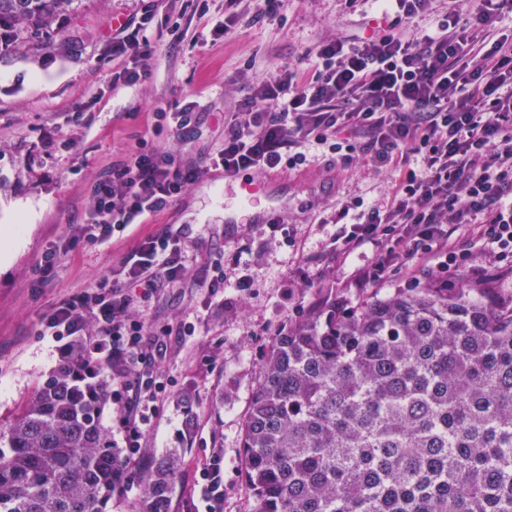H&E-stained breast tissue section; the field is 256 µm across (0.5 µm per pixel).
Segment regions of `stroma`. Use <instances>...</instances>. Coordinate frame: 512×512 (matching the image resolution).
Masks as SVG:
<instances>
[{
  "label": "stroma",
  "mask_w": 512,
  "mask_h": 512,
  "mask_svg": "<svg viewBox=\"0 0 512 512\" xmlns=\"http://www.w3.org/2000/svg\"><path fill=\"white\" fill-rule=\"evenodd\" d=\"M147 2L72 0L57 17L60 33L53 47L0 56V226L12 225L20 238L16 246L0 239V251L12 253L10 263L0 266V421L16 415L36 384L60 365L52 339L37 334L42 316L119 268L143 234L171 226L195 261L184 282L144 304L148 322L168 332L157 367L169 384L145 430V448L127 462L125 490L107 509L132 512L141 468L181 448L184 472L173 512H188L198 502L193 474L218 449L224 454V512H250L240 439L274 337L322 293L336 291L355 305L405 285L406 275L397 272L379 286L354 288V271L373 261L375 247L365 245L345 261L330 249L336 232L328 222L331 213L354 197L368 205L382 200L391 174L363 168L328 172L318 162L289 172L297 187L282 229L297 244L270 249L268 225H253L244 238L240 225L225 223L224 198L211 191L223 185L224 171L210 166L209 156L224 138V106L236 97L239 81L256 83L285 66L308 68L321 40L371 30L376 5L282 0L285 21L279 24L256 21L254 0H155L150 54L137 63L145 75L130 85L118 77L122 66L112 58V38L120 23L139 19ZM231 14L232 32L214 36V27ZM183 105L191 110L186 127L157 125L156 112ZM143 141L197 160L200 181L114 241L80 243L62 258L49 283L37 285L33 272L44 250L83 222L91 185ZM228 251L239 253L254 285L242 292L228 281L210 293L214 267ZM292 280L298 283L293 290Z\"/></svg>",
  "instance_id": "1"
}]
</instances>
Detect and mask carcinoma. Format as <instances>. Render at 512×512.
Returning a JSON list of instances; mask_svg holds the SVG:
<instances>
[{
    "label": "carcinoma",
    "mask_w": 512,
    "mask_h": 512,
    "mask_svg": "<svg viewBox=\"0 0 512 512\" xmlns=\"http://www.w3.org/2000/svg\"><path fill=\"white\" fill-rule=\"evenodd\" d=\"M70 0H0L9 50L42 49ZM85 341L0 425V512H107L121 464ZM251 512H512V295L428 280L351 306L333 291L281 330L242 432ZM183 449L134 512H170Z\"/></svg>",
    "instance_id": "carcinoma-1"
}]
</instances>
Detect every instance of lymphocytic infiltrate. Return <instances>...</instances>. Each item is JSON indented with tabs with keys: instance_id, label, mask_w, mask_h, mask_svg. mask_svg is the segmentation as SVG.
Segmentation results:
<instances>
[{
	"instance_id": "1",
	"label": "lymphocytic infiltrate",
	"mask_w": 512,
	"mask_h": 512,
	"mask_svg": "<svg viewBox=\"0 0 512 512\" xmlns=\"http://www.w3.org/2000/svg\"><path fill=\"white\" fill-rule=\"evenodd\" d=\"M387 24L369 36L320 42L309 70H276L224 120L213 165L266 175L313 162L310 146L341 169L366 164L394 172L383 204L332 215L336 253L366 244L378 252L355 275L356 288L406 271L411 281L468 267L485 280L512 264V38L496 25L512 0H449L435 30L412 29L432 0H376ZM199 167L170 151L142 148L114 163L89 189L83 224L49 247L35 271L48 281L79 241L104 243L162 211L199 180ZM192 260L179 234L146 235L121 261L118 279L100 276L57 303L40 333L59 356L88 337L84 375L109 374L127 455L139 453L165 381L155 370L163 343L150 334L144 299L183 282ZM224 458L194 474L203 512H224Z\"/></svg>"
}]
</instances>
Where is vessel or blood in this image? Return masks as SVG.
<instances>
[{
  "label": "vessel or blood",
  "instance_id": "b4317fda",
  "mask_svg": "<svg viewBox=\"0 0 512 512\" xmlns=\"http://www.w3.org/2000/svg\"><path fill=\"white\" fill-rule=\"evenodd\" d=\"M224 185L230 188L236 200L235 205L224 208L225 223L247 221L265 224L286 214L287 208L282 202V182L276 175L255 179L243 174H233L225 176Z\"/></svg>",
  "mask_w": 512,
  "mask_h": 512
}]
</instances>
